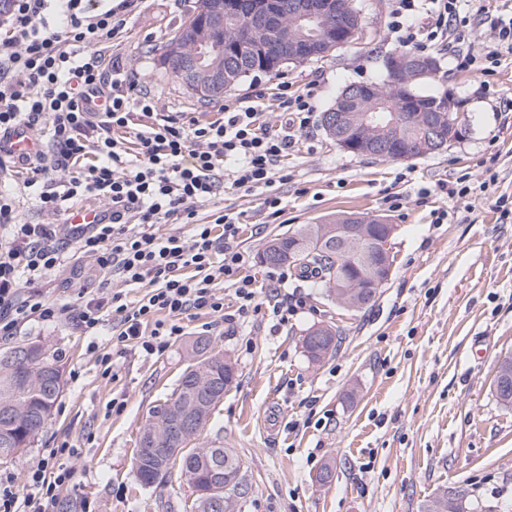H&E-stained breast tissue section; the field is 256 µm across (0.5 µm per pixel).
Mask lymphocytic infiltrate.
<instances>
[{"label": "lymphocytic infiltrate", "mask_w": 512, "mask_h": 512, "mask_svg": "<svg viewBox=\"0 0 512 512\" xmlns=\"http://www.w3.org/2000/svg\"><path fill=\"white\" fill-rule=\"evenodd\" d=\"M461 0H394L389 29L401 44L425 50L466 27ZM140 0H0V131L45 126L49 148L40 152L24 188H37L41 211L54 214L68 201L91 195L104 203L102 223L75 242L97 265L129 285L94 292L79 306L50 300L40 289L66 257L53 224H24L17 190L0 193V338L32 321L72 319L87 331L109 328L112 342L151 355L182 333L193 311L223 315L219 287L250 307L257 290L242 276L246 258L236 245L240 219L218 215L196 223L195 206L224 184L260 192L279 210V165L293 150V128L310 123L315 86L279 97L289 129L271 134L255 107L225 104L215 121L198 124L165 116L136 131L133 142L115 137L129 128L132 110L153 116L154 100L137 90L124 67L105 70L98 47L119 39ZM186 224L189 235H160L158 224ZM75 472L58 467L28 471L22 487L0 481V512H59L60 493Z\"/></svg>", "instance_id": "f902f5d3"}]
</instances>
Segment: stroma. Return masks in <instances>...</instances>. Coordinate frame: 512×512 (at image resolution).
Wrapping results in <instances>:
<instances>
[{"mask_svg": "<svg viewBox=\"0 0 512 512\" xmlns=\"http://www.w3.org/2000/svg\"><path fill=\"white\" fill-rule=\"evenodd\" d=\"M192 2L142 0L103 55L137 73L159 114L204 124L218 118V103L198 104L157 67L161 46ZM354 5L357 39L284 76L299 90L316 82L319 94L309 127L296 132L284 161L290 179L278 187L282 214L271 215L259 193L231 186L195 207L203 222L218 212L244 214L237 239L246 258L242 273L259 289L248 312L238 314L233 289H225L224 311L234 324L205 313L184 318L182 336L152 356L113 346L110 337L70 320L31 322L0 341V352L43 345L63 380L46 426L18 457L0 459V477L23 478L67 441L78 448L66 461L76 481L61 500L73 512H190L192 491L179 473L143 486L135 456L141 427L170 399L193 340L205 336L231 357L236 380L200 441L223 442L241 459L252 491L240 512H424L447 488L465 491L477 512H512V408L493 395L495 366L512 354V215L495 204L498 196L512 198V61L489 77L455 61L459 52L481 57L492 48L484 17L503 0H482L468 27L431 46L440 71L427 88L452 90L470 131L444 151L408 161L348 153L321 126L345 85L382 82L384 56L402 49L388 29L392 0ZM225 97L258 105L269 132L287 120L266 75L244 78ZM489 159L497 180L483 192L478 185ZM465 173L470 193L450 199L440 192V184ZM390 196L402 208H389ZM444 210L447 223H437ZM339 214L394 225L389 281L369 307L349 310L289 277L284 292L303 306L280 320L264 292L280 269L260 263V252L278 235ZM109 287L131 301L141 294L79 254L42 284L50 298L74 305L87 289ZM323 325L339 344L312 363L302 339ZM105 352L112 380L101 376L98 356ZM115 399L124 402L122 413L109 411ZM326 466L334 476L323 484L317 475Z\"/></svg>", "mask_w": 512, "mask_h": 512, "instance_id": "35a3bbf8", "label": "stroma"}]
</instances>
